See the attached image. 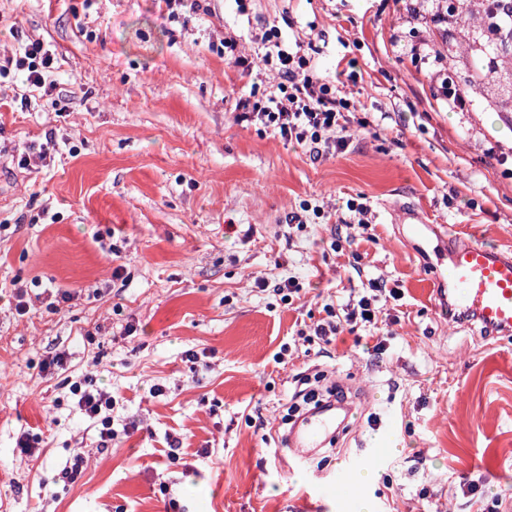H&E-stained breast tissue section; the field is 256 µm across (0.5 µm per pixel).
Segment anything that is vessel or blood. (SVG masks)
Masks as SVG:
<instances>
[{
	"mask_svg": "<svg viewBox=\"0 0 512 512\" xmlns=\"http://www.w3.org/2000/svg\"><path fill=\"white\" fill-rule=\"evenodd\" d=\"M402 222L420 247L432 248L439 262L453 271L451 279L438 282L432 290L439 309L462 322L474 317L490 335L511 336L512 250L441 231L414 212L404 213ZM354 411L353 405L333 403L311 411L286 434V447L296 456L307 457L309 450L324 447L330 431L343 427ZM396 426V418L385 420L375 448L358 460V468H375L390 452Z\"/></svg>",
	"mask_w": 512,
	"mask_h": 512,
	"instance_id": "obj_1",
	"label": "vessel or blood"
}]
</instances>
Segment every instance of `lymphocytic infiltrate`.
<instances>
[{
    "label": "lymphocytic infiltrate",
    "instance_id": "f902f5d3",
    "mask_svg": "<svg viewBox=\"0 0 512 512\" xmlns=\"http://www.w3.org/2000/svg\"><path fill=\"white\" fill-rule=\"evenodd\" d=\"M267 47L261 56L263 66L275 71L278 82L274 92L263 101L239 99L237 109L243 120L260 121L277 131L283 138L297 145L318 151L324 148L337 151L348 146L349 99L339 95L334 84L314 76L310 70L309 47L304 41H295L293 47L283 48L275 30H268L263 37ZM53 59L38 41L24 45L20 50L0 56V80L23 74L28 87L51 89L50 73ZM398 297V290H386L382 280H370L357 301L346 308L334 304L324 306L326 313L320 323L312 328L313 336L324 345H331L346 327L377 325L380 309L377 305L381 292ZM79 410L98 426L102 442L115 440L110 411L114 400L108 392L98 389L93 379H84L72 390Z\"/></svg>",
    "mask_w": 512,
    "mask_h": 512
}]
</instances>
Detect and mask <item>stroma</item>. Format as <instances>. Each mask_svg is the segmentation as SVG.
<instances>
[{
	"mask_svg": "<svg viewBox=\"0 0 512 512\" xmlns=\"http://www.w3.org/2000/svg\"><path fill=\"white\" fill-rule=\"evenodd\" d=\"M413 2L207 0L194 14L164 0H0V51L43 41L57 103L45 110L35 91L23 109L22 77L0 85L6 512H490L512 497V337L448 324L430 293L435 257L395 222L409 206L512 249V121L448 110L433 25ZM272 28L313 40L318 77L345 69L356 110L344 151L316 158L238 121L239 98L271 85L221 42L252 59ZM49 138L46 161L17 166ZM351 200L370 209L368 231ZM305 205L324 217L291 225ZM291 277L301 290L285 301L277 286ZM374 278L402 294L380 298L397 319L382 355L371 327L324 348L301 338ZM305 370L363 389L367 406L314 458L285 462L277 430ZM86 376L116 399L105 448L71 392ZM389 415L399 430L375 480L302 500ZM24 434L33 454L16 446ZM78 452L70 482L61 471Z\"/></svg>",
	"mask_w": 512,
	"mask_h": 512,
	"instance_id": "1",
	"label": "stroma"
}]
</instances>
